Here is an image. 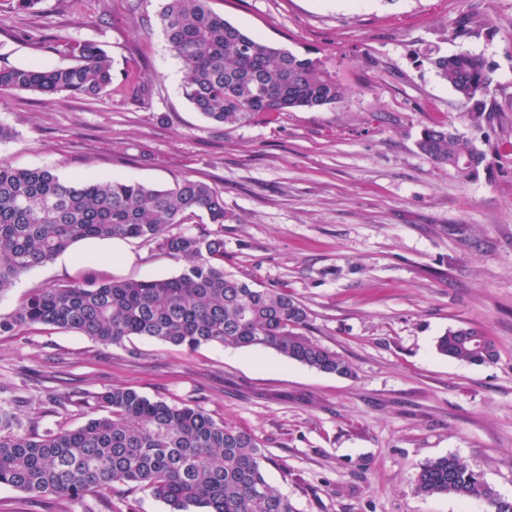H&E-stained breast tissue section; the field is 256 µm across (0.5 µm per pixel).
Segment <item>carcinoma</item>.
Returning a JSON list of instances; mask_svg holds the SVG:
<instances>
[{
  "instance_id": "carcinoma-1",
  "label": "carcinoma",
  "mask_w": 512,
  "mask_h": 512,
  "mask_svg": "<svg viewBox=\"0 0 512 512\" xmlns=\"http://www.w3.org/2000/svg\"><path fill=\"white\" fill-rule=\"evenodd\" d=\"M169 50L180 62L182 93L208 120L235 127L258 115L317 109L344 91L320 61L248 34L210 7V0H162L157 15ZM67 66L0 67V94L13 90L97 99L112 90V60L97 45L72 43ZM469 111L493 124L484 93V61L467 51L430 59ZM435 164L461 178L485 159L474 142L443 124L417 142ZM207 214L224 224V198L207 183L184 178L167 189L94 178L65 181L49 169L0 161V293L20 275L85 239H143L183 263L173 277L86 279L31 293L0 317V335L32 325L76 330L119 344L141 336L194 350L202 344L271 348L283 357L339 376L352 367L304 333L309 310L275 288H254L224 271V235L171 232ZM436 348L459 362L486 364L494 340L471 325L451 328ZM109 415L61 433L0 436V485L31 497L78 499L114 485L140 487L168 512H296L265 477L271 458L249 431L212 419L201 407L152 401L114 387L95 396ZM415 492L479 500L486 512H512L480 474L458 456L428 461L415 475Z\"/></svg>"
}]
</instances>
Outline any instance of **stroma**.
<instances>
[{
	"label": "stroma",
	"mask_w": 512,
	"mask_h": 512,
	"mask_svg": "<svg viewBox=\"0 0 512 512\" xmlns=\"http://www.w3.org/2000/svg\"><path fill=\"white\" fill-rule=\"evenodd\" d=\"M160 0H0V67L64 66V42L112 58V90L89 101L0 95L14 137L0 160L153 188L189 177L224 198V269L310 311L306 331L353 368L340 377L270 348L195 350L133 337L102 345L53 326L0 335V435L65 431L101 417L116 386L203 408L254 433L266 479L297 512H482L421 496V464L462 458L512 501V0H211L246 32L321 61L343 97L318 110L261 115L232 129L184 98L182 71L156 23ZM467 50L490 72L494 125L468 114L431 60ZM149 86L134 95L130 76ZM447 124L486 158L459 178L417 146ZM179 261L138 239L84 240L18 277L0 317L34 290L94 277L178 275ZM469 324L496 360L440 355ZM71 397L54 409L55 397ZM0 512H167L119 486L78 500H38L0 486Z\"/></svg>",
	"instance_id": "stroma-1"
}]
</instances>
